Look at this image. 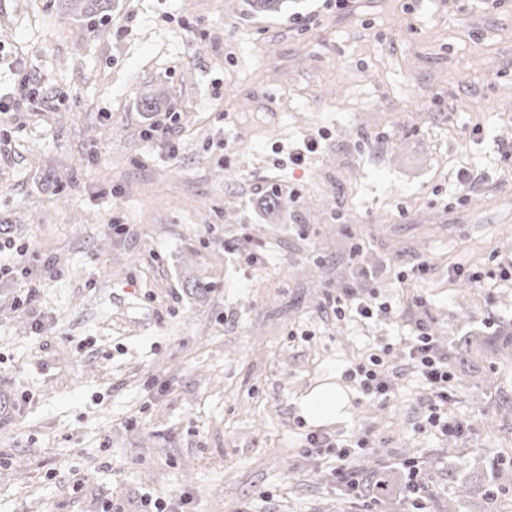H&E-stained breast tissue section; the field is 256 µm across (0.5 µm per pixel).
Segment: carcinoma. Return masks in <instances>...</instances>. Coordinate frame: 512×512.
Returning <instances> with one entry per match:
<instances>
[{"instance_id":"obj_1","label":"carcinoma","mask_w":512,"mask_h":512,"mask_svg":"<svg viewBox=\"0 0 512 512\" xmlns=\"http://www.w3.org/2000/svg\"><path fill=\"white\" fill-rule=\"evenodd\" d=\"M58 4L64 17L83 24V31L89 37L104 33L110 20L109 0H58ZM282 5L283 0H249L251 10L260 15L275 14ZM485 347L493 357H511L512 332L501 330ZM355 472L357 479L346 490V495L378 507L394 500L406 502L410 485L405 470L375 460H360L355 464ZM448 482L451 488L448 501L444 502V512H457L465 499L476 496L484 501L486 512H498V501L492 500L490 493L508 490L512 473L501 462H488L481 454L473 453L448 463Z\"/></svg>"}]
</instances>
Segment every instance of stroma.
I'll return each mask as SVG.
<instances>
[{
	"label": "stroma",
	"mask_w": 512,
	"mask_h": 512,
	"mask_svg": "<svg viewBox=\"0 0 512 512\" xmlns=\"http://www.w3.org/2000/svg\"><path fill=\"white\" fill-rule=\"evenodd\" d=\"M287 6L112 0L86 39L51 0H0V96L14 61L40 87L0 115V265L35 287L0 278V512H138L147 495L338 512L295 406L329 382L349 418L324 431L414 457L435 496L450 460L512 461V364L455 358L512 325V0ZM163 112L175 133L147 138ZM349 288L391 312L338 318ZM422 328L464 437L421 429L402 342ZM383 347L394 390L369 401L343 372Z\"/></svg>",
	"instance_id": "obj_1"
}]
</instances>
